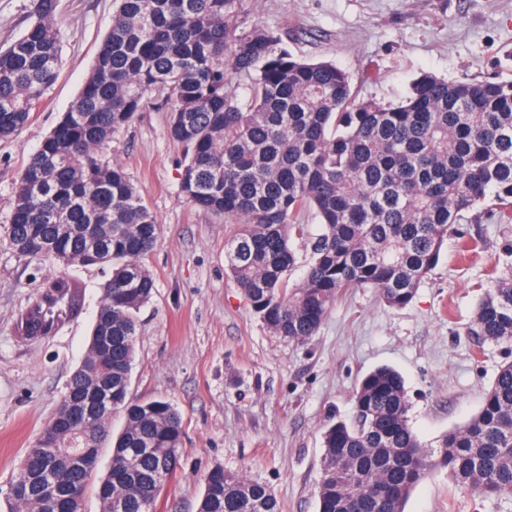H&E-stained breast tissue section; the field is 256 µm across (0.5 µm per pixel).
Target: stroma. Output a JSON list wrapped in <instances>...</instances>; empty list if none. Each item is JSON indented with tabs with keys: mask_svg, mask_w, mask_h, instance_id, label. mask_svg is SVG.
Wrapping results in <instances>:
<instances>
[{
	"mask_svg": "<svg viewBox=\"0 0 512 512\" xmlns=\"http://www.w3.org/2000/svg\"><path fill=\"white\" fill-rule=\"evenodd\" d=\"M241 18L277 30L288 48L347 71L358 97L405 96L431 74L450 81L512 79V0H241ZM113 0H57L58 78L27 126L0 140V503L20 461L55 414L83 361L111 275L69 267L82 311L56 335H17L19 312L58 267L18 256L3 231L16 182L43 139L78 98L112 23ZM168 106L142 112L117 131L105 155L122 164L161 233L145 260L155 288L138 314L130 396L161 397L183 422L181 465L157 512H198L217 466L268 486L282 512H317L323 435L353 416L361 378L380 366L405 381L409 420L435 443L477 414L512 340L470 329L491 274L512 245V224L489 204L467 213L439 261L404 308L376 289L339 297L320 328L297 342L270 332L224 267L232 224L179 199L181 145L169 138ZM482 247L468 253L464 238ZM405 512H512L511 495H479L437 469L412 492Z\"/></svg>",
	"mask_w": 512,
	"mask_h": 512,
	"instance_id": "obj_1",
	"label": "stroma"
}]
</instances>
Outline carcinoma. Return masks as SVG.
<instances>
[{
  "label": "carcinoma",
  "instance_id": "cac0c4a2",
  "mask_svg": "<svg viewBox=\"0 0 512 512\" xmlns=\"http://www.w3.org/2000/svg\"><path fill=\"white\" fill-rule=\"evenodd\" d=\"M56 0H32L23 34L0 50V138L20 132L53 85L60 40ZM154 91L171 102L168 133L184 162L180 196L236 225L224 244L227 273L272 333L303 341L336 299L374 288L403 308L438 262L453 225L490 199L512 223V80L448 81L423 75L408 94L360 100L346 71L297 57L278 32L240 20V0H113L112 25L72 109L18 177L12 247L37 236L46 257L67 268L111 270L87 354L46 429L15 476L10 512H82L69 488L92 484L95 465L70 461L66 399L94 407L112 392L125 425L96 487L102 512H156L181 458L182 422L163 399L129 397L137 315L152 297L145 265L160 232L122 165L106 159L112 135L132 123ZM311 213L323 232L301 282L291 242ZM79 309L64 272L46 278L16 324L19 336L55 335ZM473 331L512 340V264L480 300ZM354 418L323 439L318 512H405L434 469L482 494L512 493V364L500 368L479 413L422 444L409 423L399 372L367 373L353 395ZM108 417L92 413L86 445L98 455ZM199 512H281L266 485L212 469Z\"/></svg>",
  "mask_w": 512,
  "mask_h": 512
}]
</instances>
